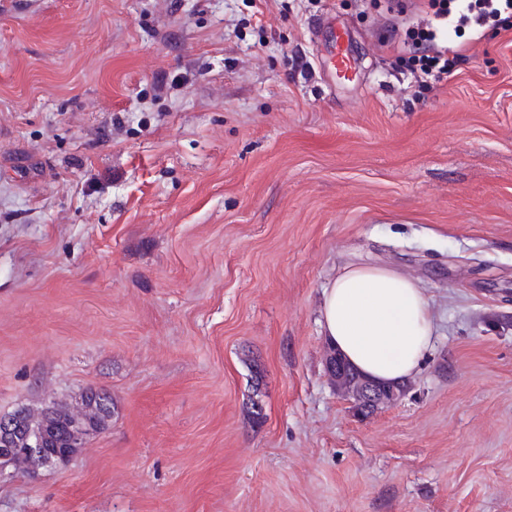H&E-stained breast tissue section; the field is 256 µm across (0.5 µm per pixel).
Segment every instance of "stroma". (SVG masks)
Here are the masks:
<instances>
[{
    "instance_id": "35a3bbf8",
    "label": "stroma",
    "mask_w": 512,
    "mask_h": 512,
    "mask_svg": "<svg viewBox=\"0 0 512 512\" xmlns=\"http://www.w3.org/2000/svg\"><path fill=\"white\" fill-rule=\"evenodd\" d=\"M437 24L0 0V415L114 406L67 465L0 478V512H512V30L457 27L431 89L402 62ZM349 263L419 280L437 325L367 416L319 323ZM335 46L332 53L330 63L335 76L346 80L350 79V76L354 72V63L350 56L347 54V50L342 45H336V32H335Z\"/></svg>"
}]
</instances>
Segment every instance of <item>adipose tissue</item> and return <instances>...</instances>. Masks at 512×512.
Masks as SVG:
<instances>
[{
	"instance_id": "adipose-tissue-1",
	"label": "adipose tissue",
	"mask_w": 512,
	"mask_h": 512,
	"mask_svg": "<svg viewBox=\"0 0 512 512\" xmlns=\"http://www.w3.org/2000/svg\"><path fill=\"white\" fill-rule=\"evenodd\" d=\"M320 325L346 362L385 384L418 373L436 331L419 281L374 265H347L324 288Z\"/></svg>"
}]
</instances>
